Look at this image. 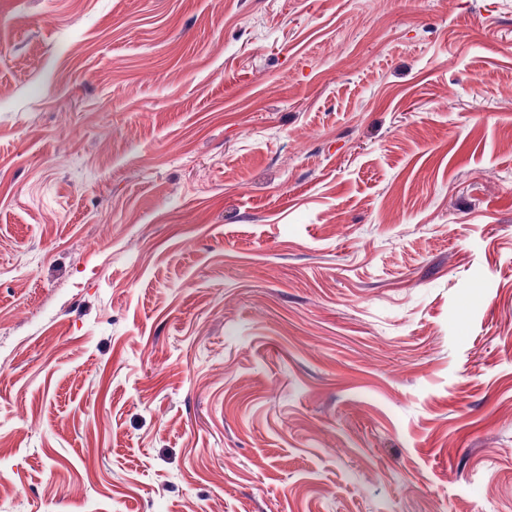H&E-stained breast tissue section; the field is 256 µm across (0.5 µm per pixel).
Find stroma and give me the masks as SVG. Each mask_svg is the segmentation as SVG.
I'll list each match as a JSON object with an SVG mask.
<instances>
[{"label": "stroma", "mask_w": 512, "mask_h": 512, "mask_svg": "<svg viewBox=\"0 0 512 512\" xmlns=\"http://www.w3.org/2000/svg\"><path fill=\"white\" fill-rule=\"evenodd\" d=\"M0 512H512V0H0Z\"/></svg>", "instance_id": "1"}]
</instances>
